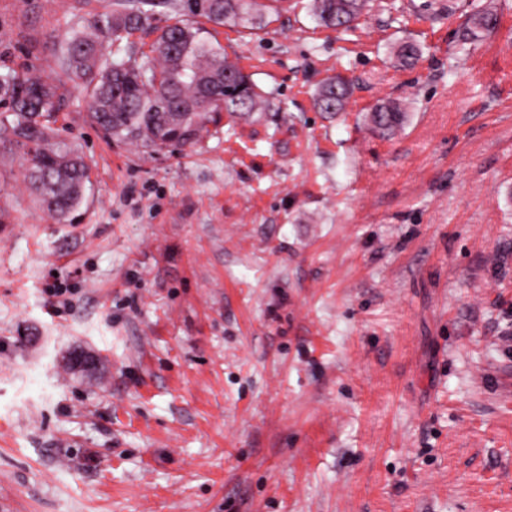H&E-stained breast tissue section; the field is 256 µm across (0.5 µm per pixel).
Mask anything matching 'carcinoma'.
Segmentation results:
<instances>
[{"label": "carcinoma", "instance_id": "1", "mask_svg": "<svg viewBox=\"0 0 512 512\" xmlns=\"http://www.w3.org/2000/svg\"><path fill=\"white\" fill-rule=\"evenodd\" d=\"M285 2L184 0L186 18L164 28L152 47L154 56L140 60L129 49L121 59L111 56L110 44L123 33L131 36L143 29L150 9L161 0H113L112 11L66 33L58 82L37 75L0 74V101L13 116L9 136L0 130V149L10 146L21 153L24 183L34 202L50 218L65 222L83 204L89 182L83 155L41 122L52 117L61 87L68 84L84 92L90 123L117 142L153 150H191L220 112L250 114L263 111L264 104L248 76L224 56L221 47L202 37L204 24L261 29ZM370 3L312 0V11L323 26L335 28L339 16L352 22L369 10ZM496 23L491 9H481L472 15L462 38L473 40ZM395 57L400 65L410 67L419 48L403 43ZM349 94V79L331 76L318 85L314 103L320 111L335 115L345 109ZM367 120L374 133L390 138L404 125L406 111L398 102H381L370 109Z\"/></svg>", "mask_w": 512, "mask_h": 512}]
</instances>
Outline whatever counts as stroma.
<instances>
[{
	"mask_svg": "<svg viewBox=\"0 0 512 512\" xmlns=\"http://www.w3.org/2000/svg\"><path fill=\"white\" fill-rule=\"evenodd\" d=\"M308 3L211 33L268 106L194 151L114 142L63 92L74 223L0 153V512H512V0H374L347 29ZM111 8L0 0V72L57 77ZM384 100L390 139L363 122ZM497 17L490 8H484L476 11L467 28L462 34L464 41L476 39L479 33L493 29L496 26ZM350 94V81L342 75L328 77L318 85L314 103L320 112L337 114L342 112ZM367 120L374 133L382 138H390L404 125L406 111L398 102H381L370 109Z\"/></svg>",
	"mask_w": 512,
	"mask_h": 512,
	"instance_id": "stroma-1",
	"label": "stroma"
}]
</instances>
